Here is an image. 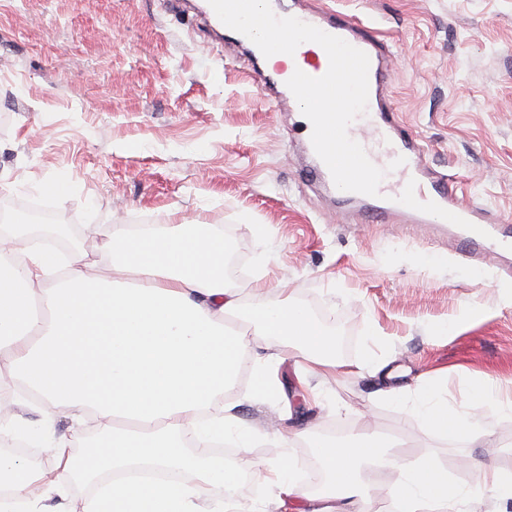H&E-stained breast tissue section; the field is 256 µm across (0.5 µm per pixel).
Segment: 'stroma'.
I'll return each mask as SVG.
<instances>
[{"label":"stroma","mask_w":512,"mask_h":512,"mask_svg":"<svg viewBox=\"0 0 512 512\" xmlns=\"http://www.w3.org/2000/svg\"><path fill=\"white\" fill-rule=\"evenodd\" d=\"M376 20L390 50L389 98L434 170L454 174L470 200L512 219V0H325ZM298 114L267 98L229 32L188 26L177 0H0V222L22 223L41 205L51 224L209 225L236 265L224 271L241 310L232 326L251 355L281 353L278 376L298 391V366L277 338L255 333L261 306L288 297L339 338L333 373L306 379L318 405L251 393L243 371L225 393L250 448L224 446V462L289 458L308 472L314 438L353 433L369 419L413 458L439 461L452 481L476 486L479 468L512 473V408L490 416L492 437L469 443L429 433L410 410L423 385L459 407L474 389L512 379V280L484 268L474 280L429 224H362L351 207L303 176L311 159ZM67 187L64 201L48 184ZM472 305L484 314L452 336L442 323ZM400 368V400L359 369L367 353ZM14 416L59 440L97 429L45 419L40 398L11 393ZM292 433L290 443L279 434ZM201 512H301L275 488L203 485Z\"/></svg>","instance_id":"35a3bbf8"}]
</instances>
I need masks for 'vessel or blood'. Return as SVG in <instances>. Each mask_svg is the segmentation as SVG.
Returning <instances> with one entry per match:
<instances>
[{
  "label": "vessel or blood",
  "mask_w": 512,
  "mask_h": 512,
  "mask_svg": "<svg viewBox=\"0 0 512 512\" xmlns=\"http://www.w3.org/2000/svg\"><path fill=\"white\" fill-rule=\"evenodd\" d=\"M274 13L293 16L320 30L338 36L365 52L369 58L367 111L349 127V135L364 148L374 165L385 169L378 196L341 192V199L354 204L366 224H385L401 216L411 224H450L453 241L462 243L464 255L483 263L488 254L512 248V231L502 225L501 215L465 200L448 174L430 169L423 151L389 103L388 46L374 24L355 20L322 5L299 6L297 0H270ZM260 87L285 96L289 78L285 69L256 68ZM402 166H395L397 157Z\"/></svg>",
  "instance_id": "obj_1"
}]
</instances>
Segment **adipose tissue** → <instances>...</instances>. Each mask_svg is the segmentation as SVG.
Here are the masks:
<instances>
[{
    "mask_svg": "<svg viewBox=\"0 0 512 512\" xmlns=\"http://www.w3.org/2000/svg\"><path fill=\"white\" fill-rule=\"evenodd\" d=\"M99 257L76 251L57 278L56 254L27 246L22 224L0 226V358L10 378L35 391L46 415L98 416L100 444L83 459L56 453V479L96 478L100 469L143 465L189 473L184 482L116 483L101 502L61 498L57 512H197V483L233 486L238 470L208 454L213 441L248 446L232 407L207 411L236 380L248 352L226 319L240 309L224 286L223 236L183 221L160 230L100 229ZM263 336L278 337L314 372L336 366V338L290 299L261 307ZM501 402L481 390L449 409L425 390L412 417L432 432L468 441L490 436L487 418ZM189 436L192 452L174 440ZM335 487L311 512H371L370 477L390 471L393 512H479L472 490L441 481L426 459L394 453L362 424L347 444L316 445ZM43 477L30 462L0 453V485L11 499L0 512H37L28 490Z\"/></svg>",
    "mask_w": 512,
    "mask_h": 512,
    "instance_id": "obj_1",
    "label": "adipose tissue"
}]
</instances>
